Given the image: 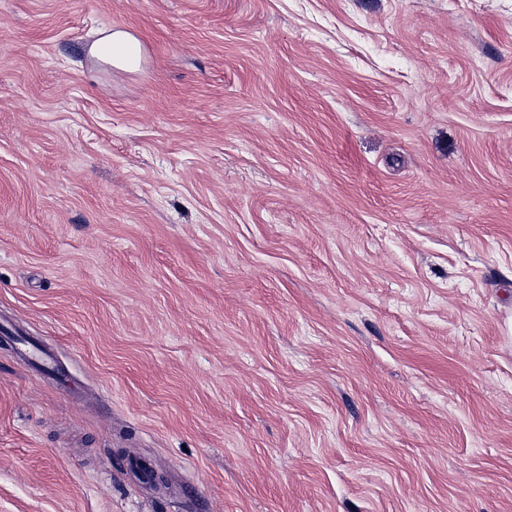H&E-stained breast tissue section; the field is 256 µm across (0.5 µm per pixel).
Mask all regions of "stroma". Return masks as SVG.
I'll list each match as a JSON object with an SVG mask.
<instances>
[{"mask_svg": "<svg viewBox=\"0 0 512 512\" xmlns=\"http://www.w3.org/2000/svg\"><path fill=\"white\" fill-rule=\"evenodd\" d=\"M511 312L512 0H0V512H512ZM87 53L105 68L135 72L141 67L144 49L140 39L128 31L108 28L98 32Z\"/></svg>", "mask_w": 512, "mask_h": 512, "instance_id": "1", "label": "stroma"}]
</instances>
